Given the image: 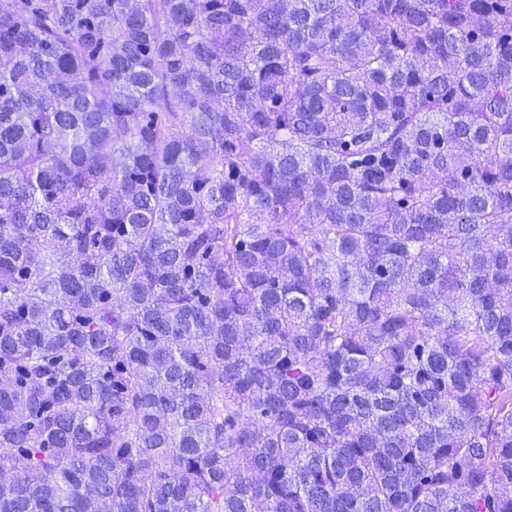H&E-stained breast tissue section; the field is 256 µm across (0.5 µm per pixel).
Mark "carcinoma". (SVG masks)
I'll return each instance as SVG.
<instances>
[{
  "label": "carcinoma",
  "instance_id": "1",
  "mask_svg": "<svg viewBox=\"0 0 512 512\" xmlns=\"http://www.w3.org/2000/svg\"><path fill=\"white\" fill-rule=\"evenodd\" d=\"M0 512H512V0H0Z\"/></svg>",
  "mask_w": 512,
  "mask_h": 512
}]
</instances>
